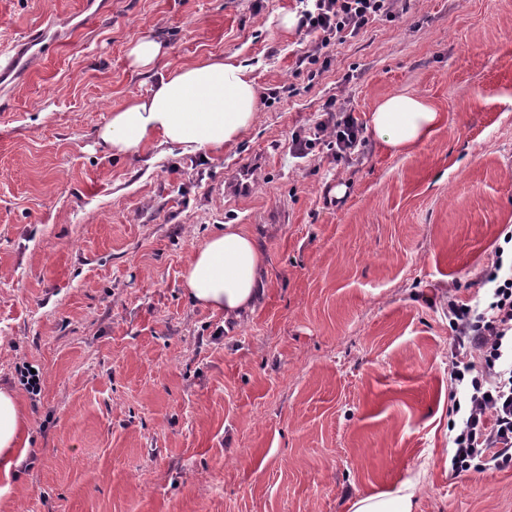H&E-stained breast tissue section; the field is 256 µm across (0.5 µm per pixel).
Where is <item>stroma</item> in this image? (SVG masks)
Listing matches in <instances>:
<instances>
[{
  "label": "stroma",
  "mask_w": 512,
  "mask_h": 512,
  "mask_svg": "<svg viewBox=\"0 0 512 512\" xmlns=\"http://www.w3.org/2000/svg\"><path fill=\"white\" fill-rule=\"evenodd\" d=\"M297 11L0 0V49L48 31L41 60L0 80V381L29 423L0 512H345L415 475L416 512H512V464L452 470L465 388L448 319L449 301L483 300L512 230V0H412L312 82L303 35L280 27ZM147 35L162 71L212 55L251 67L261 101L224 154L100 144L153 83L128 58ZM399 93L444 116L413 153L369 134L348 158L294 153L328 98L365 125ZM257 156L254 193L225 194ZM222 224L246 225L267 261L237 321L182 288Z\"/></svg>",
  "instance_id": "35a3bbf8"
}]
</instances>
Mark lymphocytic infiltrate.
<instances>
[{"label": "lymphocytic infiltrate", "mask_w": 512, "mask_h": 512, "mask_svg": "<svg viewBox=\"0 0 512 512\" xmlns=\"http://www.w3.org/2000/svg\"><path fill=\"white\" fill-rule=\"evenodd\" d=\"M299 27L308 36L302 61L328 69L335 45L355 38L381 17L408 12L410 0H299ZM327 114L313 138L297 143L307 154L316 143L329 142L337 156L350 154L363 139V128L335 99L323 105ZM487 286L485 306L449 302L448 316L463 348L451 377L467 385L465 406L454 438L452 467L483 473L512 462V262L504 249L481 278Z\"/></svg>", "instance_id": "obj_1"}]
</instances>
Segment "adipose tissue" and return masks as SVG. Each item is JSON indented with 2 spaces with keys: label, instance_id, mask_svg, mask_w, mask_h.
<instances>
[{
  "label": "adipose tissue",
  "instance_id": "adipose-tissue-1",
  "mask_svg": "<svg viewBox=\"0 0 512 512\" xmlns=\"http://www.w3.org/2000/svg\"><path fill=\"white\" fill-rule=\"evenodd\" d=\"M259 92L247 66L234 58H207L159 74L148 94L112 112L99 137L115 155L138 153L155 139L184 152L218 154L250 127ZM442 116L410 95L381 99L369 126L380 147L407 153L438 132ZM265 255L254 234L228 224L194 251L183 274V289L196 305L240 319L260 294ZM27 421L19 398L0 385V479L10 480L27 451ZM420 481L404 480L391 492L360 495L347 512H415Z\"/></svg>",
  "mask_w": 512,
  "mask_h": 512
}]
</instances>
